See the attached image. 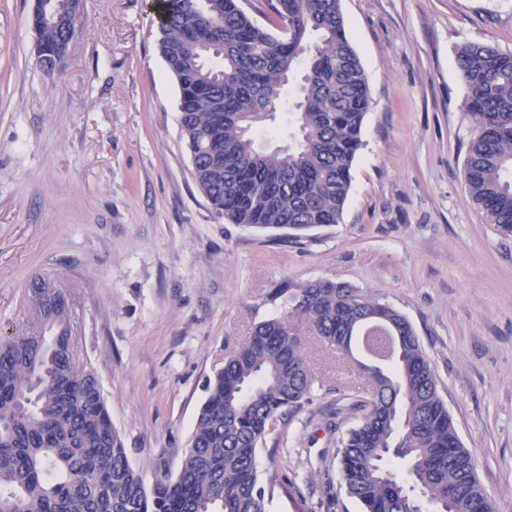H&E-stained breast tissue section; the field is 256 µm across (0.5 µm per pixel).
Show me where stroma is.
Listing matches in <instances>:
<instances>
[{
    "label": "stroma",
    "mask_w": 512,
    "mask_h": 512,
    "mask_svg": "<svg viewBox=\"0 0 512 512\" xmlns=\"http://www.w3.org/2000/svg\"><path fill=\"white\" fill-rule=\"evenodd\" d=\"M35 0H0V331L25 328L41 272L71 288L73 321L112 421L145 483L177 474L206 382L277 289L328 278L400 311L439 381L499 512H512V235L465 182L475 133L457 50L512 52V0H341L370 91L339 224L287 239L215 220L191 177L179 90L154 0H83V27L40 67ZM311 403L257 456L278 473L270 512H362L339 484L359 417L358 368L311 335Z\"/></svg>",
    "instance_id": "obj_1"
}]
</instances>
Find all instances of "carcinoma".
Returning a JSON list of instances; mask_svg holds the SVG:
<instances>
[{
  "mask_svg": "<svg viewBox=\"0 0 512 512\" xmlns=\"http://www.w3.org/2000/svg\"><path fill=\"white\" fill-rule=\"evenodd\" d=\"M32 20L38 62L52 71L82 28ZM258 24L239 0H159L158 49L179 88L192 179L216 219L299 236L340 223L362 147L369 87L341 0H265ZM477 134L465 165L486 220L512 234V53L457 51ZM288 116L292 143L257 139ZM288 314L257 323L209 379L176 476L146 485L130 464L88 367L62 289L28 305L27 334H0V512H269L277 474L256 453L277 420L311 401L316 377L299 325L364 374L357 424L336 452L341 484L363 512H498L463 447L438 380L407 318L328 278L283 288ZM388 458L406 476L385 467Z\"/></svg>",
  "mask_w": 512,
  "mask_h": 512,
  "instance_id": "carcinoma-1",
  "label": "carcinoma"
}]
</instances>
